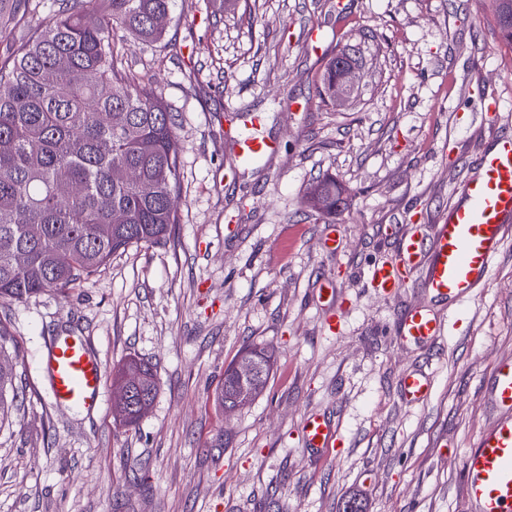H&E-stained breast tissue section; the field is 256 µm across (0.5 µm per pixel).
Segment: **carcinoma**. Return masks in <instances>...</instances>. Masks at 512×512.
<instances>
[{"label":"carcinoma","instance_id":"1","mask_svg":"<svg viewBox=\"0 0 512 512\" xmlns=\"http://www.w3.org/2000/svg\"><path fill=\"white\" fill-rule=\"evenodd\" d=\"M174 0H65L53 18L38 21L13 52L0 58V300L20 302L53 290L63 296L92 279L113 255L158 244L178 223L180 142L157 90L119 64L112 31L148 43L163 40L155 24ZM336 54L323 74V93L339 78ZM332 178L316 181L309 203L321 214L345 204ZM18 341L0 320V429L10 425L22 388L1 363ZM258 366V388L240 397L236 366ZM270 356L252 347L224 370L217 400L238 408L264 388ZM133 401L118 406L132 427L157 392L151 367L134 360L119 374Z\"/></svg>","mask_w":512,"mask_h":512}]
</instances>
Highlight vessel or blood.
Returning <instances> with one entry per match:
<instances>
[{
  "label": "vessel or blood",
  "mask_w": 512,
  "mask_h": 512,
  "mask_svg": "<svg viewBox=\"0 0 512 512\" xmlns=\"http://www.w3.org/2000/svg\"><path fill=\"white\" fill-rule=\"evenodd\" d=\"M456 200L430 235L411 231L400 238L394 261L367 268L366 279L381 294L396 292L409 277L437 298L465 301L482 288L491 262L512 230V135L497 136L484 152L479 170L459 185ZM445 323L427 307L411 308L397 320L406 343H425L441 335ZM52 401L64 407L95 409L101 400L104 366L89 343L77 336H56L43 362ZM406 405L425 401L432 390L425 371L406 373L401 381ZM492 420L476 437L462 461L468 512H512V359L500 360L488 383ZM304 446L332 455L341 445L336 428L312 414L301 427Z\"/></svg>",
  "instance_id": "vessel-or-blood-1"
}]
</instances>
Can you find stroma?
Instances as JSON below:
<instances>
[{"instance_id":"stroma-1","label":"stroma","mask_w":512,"mask_h":512,"mask_svg":"<svg viewBox=\"0 0 512 512\" xmlns=\"http://www.w3.org/2000/svg\"><path fill=\"white\" fill-rule=\"evenodd\" d=\"M59 7L0 0V50ZM495 15L494 0H175L160 43L113 33L125 69L175 120L180 222L69 296L0 304L26 382L0 432V512H339L350 497L363 512H467L462 458L490 422L486 380L512 357V236L461 303L415 280L382 297L364 272L395 258L400 234L430 233L512 132V43ZM346 45L358 84L345 105H324L322 72ZM257 115L277 152L245 161L231 142ZM326 173L351 190L331 216L305 202ZM327 279L342 307L334 329ZM417 305L447 324L426 345L395 334ZM62 333L86 338L108 374L130 357L153 366L159 390L136 428L114 424L110 377L97 411L52 404L43 359ZM254 345L273 360L267 386L224 410V371ZM420 368L432 393L410 408L399 381ZM310 413L334 421L336 456L305 450Z\"/></svg>"}]
</instances>
